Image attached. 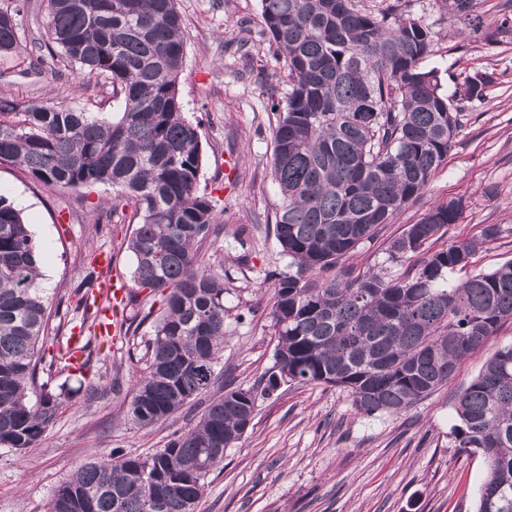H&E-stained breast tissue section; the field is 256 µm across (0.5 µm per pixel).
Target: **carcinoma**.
I'll list each match as a JSON object with an SVG mask.
<instances>
[{"instance_id":"cac0c4a2","label":"carcinoma","mask_w":512,"mask_h":512,"mask_svg":"<svg viewBox=\"0 0 512 512\" xmlns=\"http://www.w3.org/2000/svg\"><path fill=\"white\" fill-rule=\"evenodd\" d=\"M261 37L284 61L288 94L273 104L272 176L282 198L273 233L288 271L273 275L269 315L277 343L262 387L224 388L198 423L165 447L93 459L52 491L48 512H196L224 450L251 426L258 399L291 382L336 386L365 416L399 414L448 383L458 365L512 320V261L459 284L476 238L430 251L464 209L432 206L388 248L389 258L428 252L414 272L354 274L340 263L403 206L421 197L448 159L458 102L482 100L496 81L476 73L452 94L422 67L429 29L393 0L377 14L356 0H260ZM489 44L512 35V15L486 24L480 0H436ZM14 7L0 8V54L17 47ZM45 54L83 77L103 76L122 95L103 117L0 99V163L58 188L108 184L137 219L127 248L132 278L159 298L146 367L135 373L128 416L141 427L167 420L216 383L230 315L224 264L199 258L223 223L199 191V125L179 92L185 43L176 0H47ZM43 54V55H45ZM38 53L30 60H43ZM41 255L21 211L0 194V446L36 448L55 422L60 394L41 381L63 349L41 351L48 310ZM94 274L74 290L90 311ZM41 393L30 401V391ZM457 447L487 467L476 512H512V345L498 349L460 393Z\"/></svg>"}]
</instances>
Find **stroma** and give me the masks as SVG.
<instances>
[{
	"mask_svg": "<svg viewBox=\"0 0 512 512\" xmlns=\"http://www.w3.org/2000/svg\"><path fill=\"white\" fill-rule=\"evenodd\" d=\"M412 12L432 33L426 68H438L445 91L467 77L492 71L496 83L482 100L460 103V125L447 161L426 192L395 214L373 240L346 259L353 272L378 270L390 277L408 273L419 257L392 262L390 241L416 223L435 203L463 199L459 221L436 241V248L478 236L483 225L498 224L500 239L485 244L469 273L489 272L512 259V35L497 44L468 34L451 22L435 0H409ZM47 0H24L16 18L18 47L0 55V98L30 105H65L86 112L118 111L103 77L79 78L70 67L45 59L27 67L34 45L46 42ZM184 21L185 56L179 88L185 115L200 125L206 189L224 221L204 258L229 273L225 301L239 321L231 322L209 397L225 387L248 388L273 363L276 337L268 317V271H285L268 217L280 203L271 175L276 116L269 94L288 91L283 63L261 39L259 0H178ZM240 158L234 181L224 161ZM0 192L9 197L29 225L42 262L45 294L59 306L60 334L70 335L75 315L73 290L88 273L98 281L119 274L128 289L126 324L136 335L102 342L97 316L82 327L90 337L81 371L56 374L73 394L62 400L54 424L39 447L24 451L0 447V512H47L53 488L93 458L113 450L134 455L164 447L173 434L191 429L203 407L191 401L165 422L142 428L129 421L124 404L144 345L152 335L145 321L152 299L131 280L133 257L126 243L135 227L131 214L113 213L107 185L58 190L34 180L21 167L0 164ZM251 232L238 238L237 229ZM248 254L249 267L236 260ZM109 255L110 266L91 260ZM59 334V335H60ZM512 344V322L458 366L454 377L428 398L398 415L367 417L355 411L342 389L324 384H291L260 400L253 425L224 452V462L208 477L197 512H475L484 462L458 448L453 437L455 401L499 348Z\"/></svg>",
	"mask_w": 512,
	"mask_h": 512,
	"instance_id": "35a3bbf8",
	"label": "stroma"
}]
</instances>
